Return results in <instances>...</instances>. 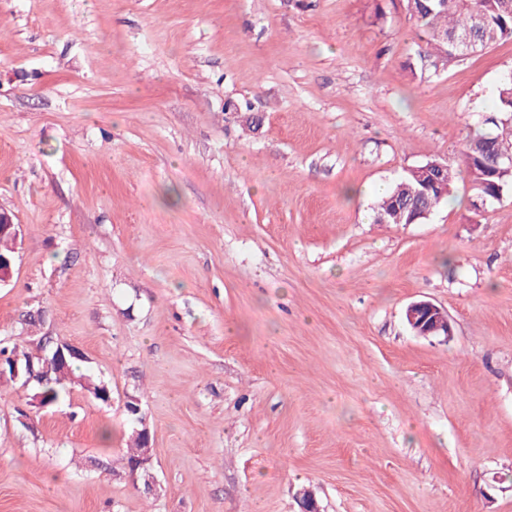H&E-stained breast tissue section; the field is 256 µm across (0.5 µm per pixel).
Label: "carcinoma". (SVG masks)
Wrapping results in <instances>:
<instances>
[{"label":"carcinoma","mask_w":512,"mask_h":512,"mask_svg":"<svg viewBox=\"0 0 512 512\" xmlns=\"http://www.w3.org/2000/svg\"><path fill=\"white\" fill-rule=\"evenodd\" d=\"M406 10L427 35V44L437 57L456 50L462 56L476 54L512 38V0H405ZM501 113L512 112V72L503 75L497 86V108ZM512 160V126L489 132L470 140L462 153L461 168H448L443 189H425L401 177L382 197L377 207V222L382 224H417L419 213L406 202L417 201L424 210H435L450 193L455 179L468 180L473 205L488 208L512 193V173L488 177V164L495 162L507 167ZM74 362L69 370L51 374L43 384L36 385L42 394V403L54 406L60 403L72 384ZM133 425L122 463L128 465L139 456L142 436Z\"/></svg>","instance_id":"carcinoma-1"}]
</instances>
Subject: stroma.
Returning <instances> with one entry per match:
<instances>
[{"instance_id": "stroma-1", "label": "stroma", "mask_w": 512, "mask_h": 512, "mask_svg": "<svg viewBox=\"0 0 512 512\" xmlns=\"http://www.w3.org/2000/svg\"><path fill=\"white\" fill-rule=\"evenodd\" d=\"M510 71L512 39L430 55L402 0H0V342L112 391L0 382V512H512V197L374 214L512 124ZM129 395L151 496L90 465ZM405 317L410 330L416 336H450L448 314L430 301L412 302L406 309ZM67 357L72 359H84L83 352L72 345L60 344L52 353L51 359H46L44 366H35L34 362L27 364L22 370L17 364L11 367V374L8 373L10 380L17 381L24 378L22 386L29 387L35 381L40 382L42 385L36 384L35 390L42 394V403L48 406H54L60 403L68 392V385L72 384L71 376H74V360L69 362V370L55 374L54 372L49 375V369L52 365H62L64 368L67 366ZM74 366V368H73ZM12 379H11V377ZM48 377V378H47ZM47 378V379H46Z\"/></svg>"}]
</instances>
